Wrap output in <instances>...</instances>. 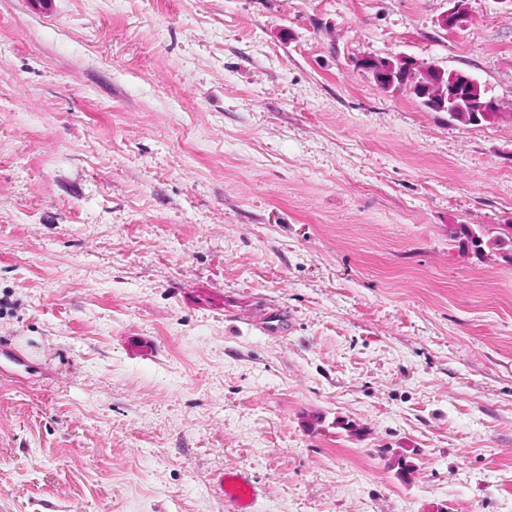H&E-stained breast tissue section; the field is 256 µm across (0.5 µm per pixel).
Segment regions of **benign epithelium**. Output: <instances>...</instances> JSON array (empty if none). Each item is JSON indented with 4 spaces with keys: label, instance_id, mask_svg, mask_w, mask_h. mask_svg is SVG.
<instances>
[{
    "label": "benign epithelium",
    "instance_id": "obj_1",
    "mask_svg": "<svg viewBox=\"0 0 512 512\" xmlns=\"http://www.w3.org/2000/svg\"><path fill=\"white\" fill-rule=\"evenodd\" d=\"M453 7L441 18L440 25L446 31H454L468 17V0H452ZM358 67L371 75L377 85L385 91L398 90L400 86L395 84V71L402 72L404 85L409 87L413 95L424 99L426 107L433 112H451L452 98L448 96V89L443 83V77L447 69L431 62L420 68H415L411 60L404 56L393 59L364 57L358 61ZM452 76L462 80L472 88L473 114L471 122H480L479 114L485 112H499L501 105L495 99L481 97V84L470 74L464 71L454 70Z\"/></svg>",
    "mask_w": 512,
    "mask_h": 512
}]
</instances>
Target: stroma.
<instances>
[{"instance_id": "obj_1", "label": "stroma", "mask_w": 512, "mask_h": 512, "mask_svg": "<svg viewBox=\"0 0 512 512\" xmlns=\"http://www.w3.org/2000/svg\"><path fill=\"white\" fill-rule=\"evenodd\" d=\"M468 4L0 0V512H512V120L357 66L512 109ZM358 67L365 73L371 75L377 85L385 91L398 90L400 87L407 86L414 96L424 98V104L433 112H451L448 113V119L463 125H474L472 123H480L479 113L485 112H499V116L491 121H482V123H495L503 116L501 112V105L494 98L488 99L487 96L481 98L480 87L481 84L469 73L464 71L453 70L452 77L462 80L466 85L472 88L473 99V114L471 117V124L467 123L470 117V112H458L453 110L451 102L453 99L448 96V89L443 83V77L447 69L438 63L431 62L422 67L415 69L411 60L404 56H397L393 59L378 58V57H364L358 61ZM396 68L402 72L404 84L402 86L395 84L394 73ZM452 114V115H450ZM498 226L452 224L448 227V238L458 243L466 255L480 259L494 253L512 263V224ZM258 496L257 487L242 473H226L224 476V499L230 502L235 512H251L250 508Z\"/></svg>"}]
</instances>
